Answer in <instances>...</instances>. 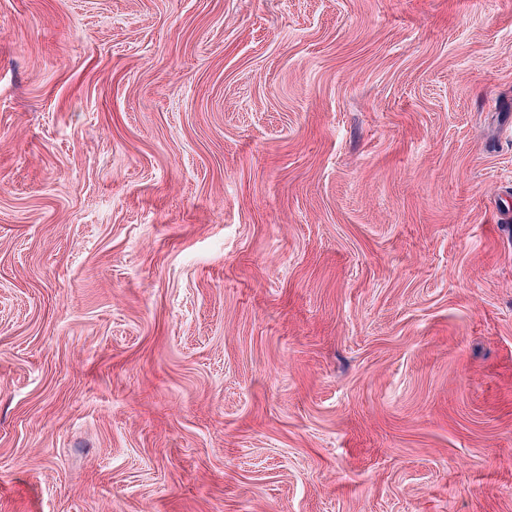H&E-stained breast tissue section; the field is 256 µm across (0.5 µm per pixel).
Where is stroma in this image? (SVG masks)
<instances>
[{"mask_svg":"<svg viewBox=\"0 0 512 512\" xmlns=\"http://www.w3.org/2000/svg\"><path fill=\"white\" fill-rule=\"evenodd\" d=\"M0 512H512V0H0Z\"/></svg>","mask_w":512,"mask_h":512,"instance_id":"obj_1","label":"stroma"}]
</instances>
